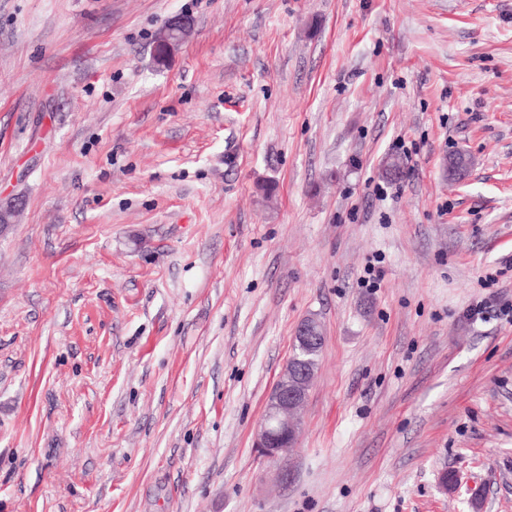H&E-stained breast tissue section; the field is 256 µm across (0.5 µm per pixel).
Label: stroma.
Wrapping results in <instances>:
<instances>
[{
	"label": "stroma",
	"mask_w": 512,
	"mask_h": 512,
	"mask_svg": "<svg viewBox=\"0 0 512 512\" xmlns=\"http://www.w3.org/2000/svg\"><path fill=\"white\" fill-rule=\"evenodd\" d=\"M15 199L0 512H512V0H0ZM191 23L187 18L177 17L167 22L160 33L158 49L166 53L178 46L190 31ZM321 337L317 336L315 325L306 317L299 323L294 336L293 354L285 363L265 405L256 448L267 458H278L295 444L298 433L295 415L305 402L316 377V370L312 366L299 364L302 360L299 353L301 347L307 351L317 347Z\"/></svg>",
	"instance_id": "obj_1"
}]
</instances>
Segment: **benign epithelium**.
I'll return each instance as SVG.
<instances>
[{
	"mask_svg": "<svg viewBox=\"0 0 512 512\" xmlns=\"http://www.w3.org/2000/svg\"><path fill=\"white\" fill-rule=\"evenodd\" d=\"M190 28V21L184 17L167 22L159 36V52L165 53L178 46ZM319 343L315 325L302 320L294 336L293 354L285 363L266 401L257 448L267 458H277L295 444L298 433L296 412L305 402L316 377L313 367L300 364L299 353L301 349L310 350Z\"/></svg>",
	"mask_w": 512,
	"mask_h": 512,
	"instance_id": "benign-epithelium-1",
	"label": "benign epithelium"
}]
</instances>
